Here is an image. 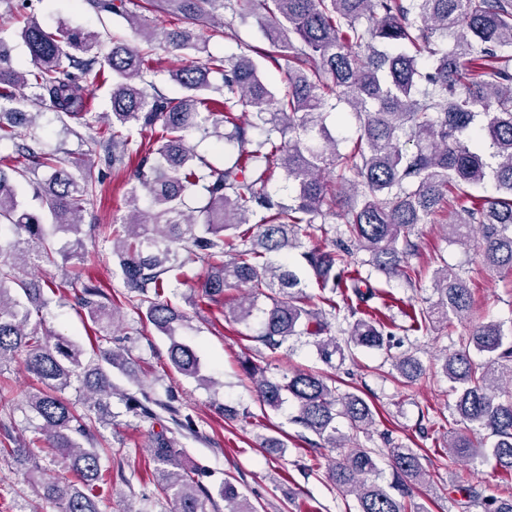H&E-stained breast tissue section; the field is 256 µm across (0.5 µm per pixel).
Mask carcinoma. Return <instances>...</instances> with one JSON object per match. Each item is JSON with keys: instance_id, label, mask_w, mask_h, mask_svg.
I'll return each instance as SVG.
<instances>
[{"instance_id": "obj_1", "label": "carcinoma", "mask_w": 512, "mask_h": 512, "mask_svg": "<svg viewBox=\"0 0 512 512\" xmlns=\"http://www.w3.org/2000/svg\"><path fill=\"white\" fill-rule=\"evenodd\" d=\"M99 12L124 17L126 0H88ZM239 0H141L148 12L161 8L187 23L160 33L138 23L145 46L112 41L104 57L112 77L111 111H89L83 76L96 58L79 60L70 50L91 51L93 33L36 22L22 30L34 69L15 66L0 45V141L17 139L16 128L31 126L40 113L17 112L18 93L29 90L61 122L81 121L98 128L105 160L128 166L134 137L152 134L138 147L122 231H112V256L121 270L124 298L166 336L176 335L185 312L161 299L170 276L185 278L181 252L207 265L202 296L224 303L231 288H246L243 299L224 317L246 325L257 322L254 341L271 352L293 336L313 339L320 359L330 365L357 348H381L389 325L361 305L375 298L371 266L407 283L420 272L406 265L415 251L409 236L418 224L448 204L453 219L445 225L453 243L475 251L490 271L512 275V0H260L259 24L268 43L260 56L282 73L283 89L270 88L247 54L215 58L208 54L196 27L221 28L224 12L239 14ZM452 39L448 49L435 38ZM171 52L198 56L171 78L181 89L169 98L154 88V42ZM345 104L356 123L346 152L326 124V109ZM251 119L242 120L239 112ZM261 131L255 139L251 130ZM214 135L224 149V165L211 167L189 143V136ZM413 145L408 149L407 145ZM22 156L46 169L34 188L37 210L18 199V186L29 181L28 167L0 169V368L23 357L37 384L25 409L39 420L45 457L72 475L44 480L27 441L0 423V459L12 460L24 478L60 512H97L95 498L103 482L102 454L94 429L110 424L112 369L122 367L123 349L110 347L118 321L112 294L87 279L75 300L100 328L97 361L84 362L83 350L65 336H39L30 328L32 313L47 304L33 272L84 257L85 239L98 225L83 224L85 204L95 192L91 160H67L27 143ZM295 187L285 203L268 186L275 169ZM493 180L497 195L483 198L477 187ZM146 206H140L141 200ZM341 209L343 234L369 254L360 262L351 249L327 238L326 217ZM74 236L75 251L56 248L55 234ZM320 236L307 249L304 239ZM300 251L321 289L342 296L315 298L301 290V279L288 263ZM437 300L405 313L414 330L455 318L472 324L462 347L443 356L441 371L456 395L454 410L463 429L448 440L446 453L464 462L491 455L512 474V328L498 322L472 323L473 303L467 282L448 272H433ZM266 304L258 305L259 298ZM342 320L343 338L332 335ZM171 368L204 381L199 359L188 345L172 341ZM393 366L408 382L423 373L420 361L405 353ZM242 368L254 383L262 405L277 410L290 400L294 422L339 450L327 460V474L343 495H353L358 512H426L413 491L430 480L424 457L391 439L385 457L392 479L381 474L372 448L348 447L337 419L365 434L375 423L371 406L360 395L340 393L329 377L293 371L280 379L246 358ZM74 389L89 401L81 413L65 396ZM128 398L143 419H155L160 407L177 421L176 409L142 393ZM157 487L175 512H206L218 507L208 485L182 471L176 440L161 433L150 448ZM218 495L224 512H256L237 487L226 480ZM469 503L483 512H512V492L484 498L469 491Z\"/></svg>"}]
</instances>
